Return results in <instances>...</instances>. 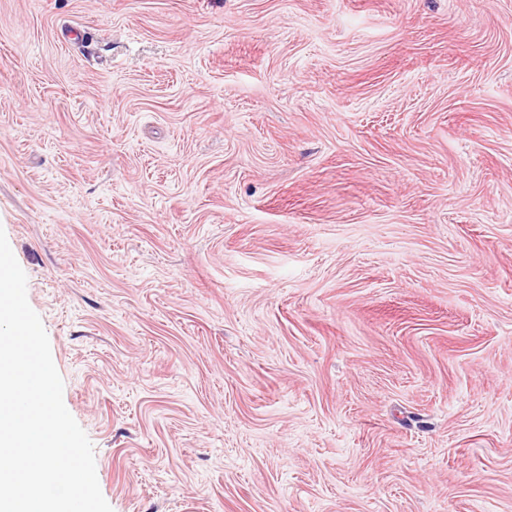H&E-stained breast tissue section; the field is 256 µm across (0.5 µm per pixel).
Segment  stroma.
<instances>
[{
	"label": "stroma",
	"mask_w": 512,
	"mask_h": 512,
	"mask_svg": "<svg viewBox=\"0 0 512 512\" xmlns=\"http://www.w3.org/2000/svg\"><path fill=\"white\" fill-rule=\"evenodd\" d=\"M0 229L112 512H512V0H0Z\"/></svg>",
	"instance_id": "1"
}]
</instances>
